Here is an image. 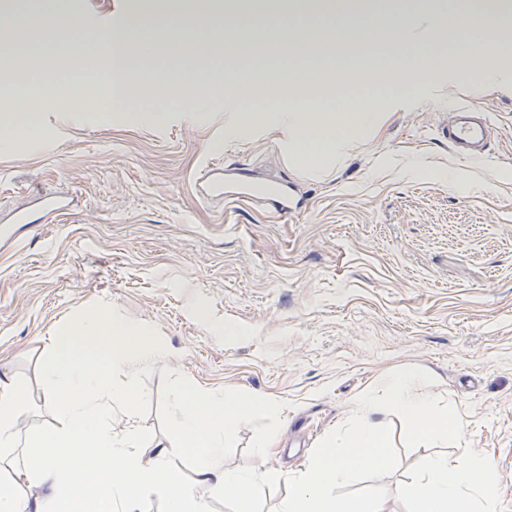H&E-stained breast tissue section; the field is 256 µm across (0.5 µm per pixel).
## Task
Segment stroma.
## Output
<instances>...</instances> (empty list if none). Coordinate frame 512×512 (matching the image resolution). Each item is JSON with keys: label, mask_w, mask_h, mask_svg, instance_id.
Instances as JSON below:
<instances>
[{"label": "stroma", "mask_w": 512, "mask_h": 512, "mask_svg": "<svg viewBox=\"0 0 512 512\" xmlns=\"http://www.w3.org/2000/svg\"><path fill=\"white\" fill-rule=\"evenodd\" d=\"M137 2L53 7L103 29ZM458 24L448 14L426 81L351 87L381 96L382 125L320 174L260 134L208 149L224 114L207 100L190 114L146 97L136 121L62 101L41 112V140L0 152V225L33 210L39 189L75 208L0 244V375L23 391L21 438L59 424L41 378L45 337L75 313L114 314L148 326L172 355L139 381L132 410L146 447L175 442L167 408L185 380L277 402L281 414L227 438L224 465L256 466V439L276 427L278 462L298 474L352 423L359 395L412 371L462 414V436L420 441L385 416L391 466L359 472L339 494L412 512L408 484L445 456L487 464L498 512H512V47L474 27L499 63L477 78L454 52ZM459 104L492 124L484 159H459L439 135ZM208 166L229 189L288 186L301 207L282 220L251 200L207 202L195 183Z\"/></svg>", "instance_id": "obj_1"}]
</instances>
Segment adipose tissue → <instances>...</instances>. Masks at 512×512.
Returning <instances> with one entry per match:
<instances>
[{
	"instance_id": "obj_1",
	"label": "adipose tissue",
	"mask_w": 512,
	"mask_h": 512,
	"mask_svg": "<svg viewBox=\"0 0 512 512\" xmlns=\"http://www.w3.org/2000/svg\"><path fill=\"white\" fill-rule=\"evenodd\" d=\"M388 15L393 27L407 37L392 43L373 62L399 61L403 71L396 88L427 78L435 68L431 51L443 26L438 0H404L387 12L385 0H294L289 8L267 15L265 25L297 55L315 52L322 60L303 72L289 62L273 65L254 56L251 63L225 71L224 86L250 94L223 102L224 139L232 142L256 131L272 135L286 146L289 158L322 169L340 157L366 131L378 125L375 112L353 111V98H339V111H329L322 93L326 63L335 45L372 40V24ZM136 46L127 34L119 37L67 24L49 0L8 17L4 25L18 32L24 56H72L74 78L14 85L12 75L0 76V98L14 109L26 107L30 90L64 99L74 109L100 90L107 108H122L133 99L132 86L166 94L177 74L192 71L196 58L208 52L214 33H235L239 47L263 46L254 23H243L242 12L184 14L181 0H170L164 15L153 6L138 13ZM68 38H60L61 29ZM174 49L166 64L153 61L159 46ZM42 380L51 391L60 426L38 436V454L27 467L0 479V512H147L159 502L165 512H210L205 491L221 494L233 512H255L268 488L288 483L293 493L284 512H383L378 498H344L336 487L349 484L363 470L390 466V431L373 421L379 409L402 419L416 438L432 440L461 434L458 414L441 411L438 395L422 379L402 372L382 380L357 400L358 419L345 434L325 442L314 466L294 475L275 464L279 431L266 432L256 444V468L234 472L224 466V438L242 423L279 413L275 402L256 395L187 385L174 400L169 424L177 436L173 447L143 452V436L130 412L139 399L136 382L170 355L150 328L119 318L79 316L64 329L51 332L43 347ZM121 381H113V372ZM26 410L18 384L0 378V465L6 449L18 443L17 423ZM127 420L115 427L113 413ZM193 460V477L182 474L185 458ZM409 495L415 512H478L496 500L495 484L477 463L428 460L423 480Z\"/></svg>"
}]
</instances>
